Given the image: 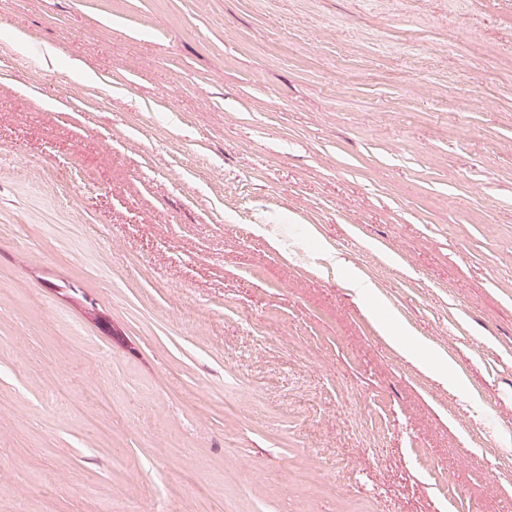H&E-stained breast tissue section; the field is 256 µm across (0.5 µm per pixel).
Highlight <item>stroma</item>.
Wrapping results in <instances>:
<instances>
[{
    "label": "stroma",
    "instance_id": "obj_1",
    "mask_svg": "<svg viewBox=\"0 0 512 512\" xmlns=\"http://www.w3.org/2000/svg\"><path fill=\"white\" fill-rule=\"evenodd\" d=\"M511 424L512 0H0V512H512ZM407 336V337H406ZM388 340L391 342L393 347L397 349L404 357L414 362L415 358L421 350H424L427 354V360L424 363L425 368H429L428 358H441V356L424 345L421 339L417 336L403 335V336H392L389 334Z\"/></svg>",
    "mask_w": 512,
    "mask_h": 512
}]
</instances>
